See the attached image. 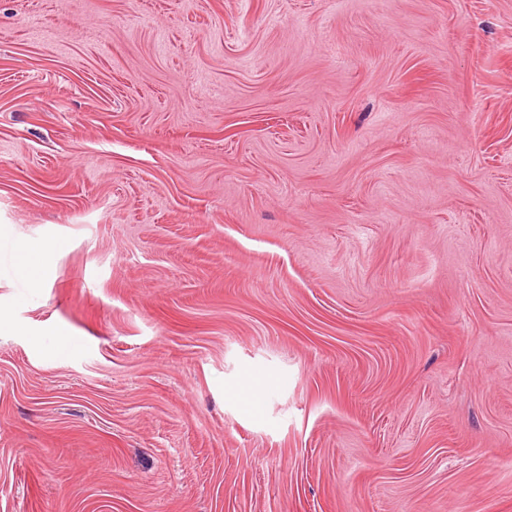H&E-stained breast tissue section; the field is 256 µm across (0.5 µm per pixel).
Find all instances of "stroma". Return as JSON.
<instances>
[{
    "label": "stroma",
    "instance_id": "stroma-1",
    "mask_svg": "<svg viewBox=\"0 0 512 512\" xmlns=\"http://www.w3.org/2000/svg\"><path fill=\"white\" fill-rule=\"evenodd\" d=\"M0 310V512H512V0H0ZM48 247L39 241L24 242L19 249L17 272L27 278L33 287L40 285L47 276V267L44 256Z\"/></svg>",
    "mask_w": 512,
    "mask_h": 512
}]
</instances>
